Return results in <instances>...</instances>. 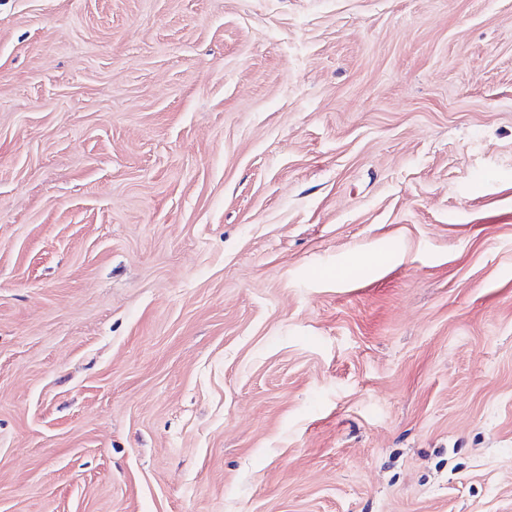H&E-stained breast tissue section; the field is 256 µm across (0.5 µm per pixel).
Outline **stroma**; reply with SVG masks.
Returning <instances> with one entry per match:
<instances>
[{
  "label": "stroma",
  "mask_w": 512,
  "mask_h": 512,
  "mask_svg": "<svg viewBox=\"0 0 512 512\" xmlns=\"http://www.w3.org/2000/svg\"><path fill=\"white\" fill-rule=\"evenodd\" d=\"M0 512H512V0H0Z\"/></svg>",
  "instance_id": "obj_1"
}]
</instances>
